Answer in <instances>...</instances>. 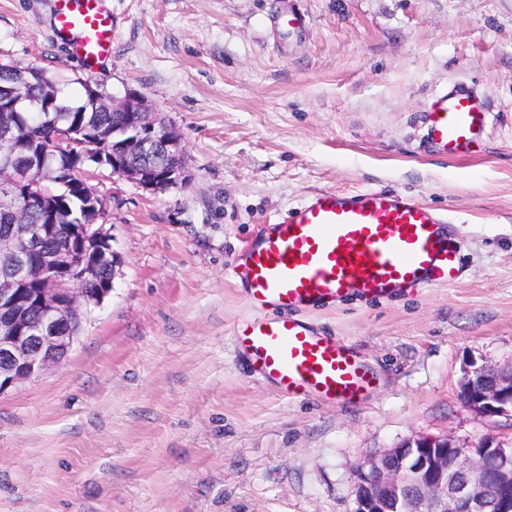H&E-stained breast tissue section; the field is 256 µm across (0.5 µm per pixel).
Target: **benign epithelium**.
Listing matches in <instances>:
<instances>
[{
	"label": "benign epithelium",
	"mask_w": 512,
	"mask_h": 512,
	"mask_svg": "<svg viewBox=\"0 0 512 512\" xmlns=\"http://www.w3.org/2000/svg\"><path fill=\"white\" fill-rule=\"evenodd\" d=\"M96 104L126 113V124L112 128V174L159 194L189 180L182 136L158 117L144 95L122 97L94 90ZM14 127L8 111L0 110V186H20L27 172L11 150ZM66 150L87 156L94 145L75 139L69 129L57 133ZM178 159L179 164H137L131 156ZM46 229L16 215L11 232L0 237V263L12 273L0 276V392L40 376L58 363L72 345L76 329L87 320L100 296L84 287L99 277L95 258L75 262L64 249L40 252L29 262ZM87 235L112 243V227L99 214L85 225ZM62 275L47 283L36 297L26 299L21 286L40 279L46 271ZM460 396L484 417H512V365L496 368L472 366L461 383ZM512 448L493 436L464 447L446 436L417 435L357 467L354 512H512Z\"/></svg>",
	"instance_id": "7a95c632"
}]
</instances>
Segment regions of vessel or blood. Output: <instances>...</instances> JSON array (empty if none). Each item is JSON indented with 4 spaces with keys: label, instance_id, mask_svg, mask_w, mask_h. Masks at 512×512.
<instances>
[{
    "label": "vessel or blood",
    "instance_id": "vessel-or-blood-1",
    "mask_svg": "<svg viewBox=\"0 0 512 512\" xmlns=\"http://www.w3.org/2000/svg\"><path fill=\"white\" fill-rule=\"evenodd\" d=\"M53 27L88 67L112 53L109 0H55ZM489 114L466 89L440 92L424 114L423 139L446 156L467 150ZM255 317L235 341L282 398L360 403L376 379L350 346L304 317L349 298L384 300L403 288L447 286L461 276L455 227L445 214L380 190H321L266 221L242 253Z\"/></svg>",
    "mask_w": 512,
    "mask_h": 512
}]
</instances>
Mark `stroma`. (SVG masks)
<instances>
[{"mask_svg":"<svg viewBox=\"0 0 512 512\" xmlns=\"http://www.w3.org/2000/svg\"><path fill=\"white\" fill-rule=\"evenodd\" d=\"M88 68L53 0H0V63L79 95L151 100L189 183H92L122 258L59 364L0 393V512H353L356 469L418 434L512 445L460 397L512 365V0H112ZM301 18L287 29L288 16ZM463 85L489 124L467 151L422 139ZM321 189L395 191L451 216L459 283L306 311L377 378L360 404L285 400L235 345L255 312L233 265L268 218Z\"/></svg>","mask_w":512,"mask_h":512,"instance_id":"stroma-1","label":"stroma"}]
</instances>
